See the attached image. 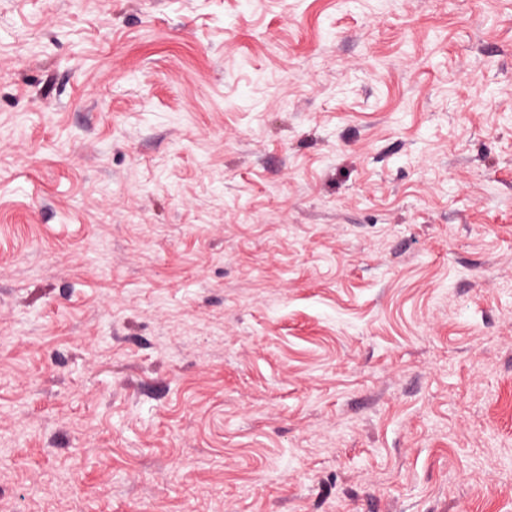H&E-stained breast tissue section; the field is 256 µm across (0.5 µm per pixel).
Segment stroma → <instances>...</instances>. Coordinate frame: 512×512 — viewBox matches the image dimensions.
<instances>
[{
	"instance_id": "1",
	"label": "stroma",
	"mask_w": 512,
	"mask_h": 512,
	"mask_svg": "<svg viewBox=\"0 0 512 512\" xmlns=\"http://www.w3.org/2000/svg\"><path fill=\"white\" fill-rule=\"evenodd\" d=\"M0 512H512V0H0Z\"/></svg>"
}]
</instances>
